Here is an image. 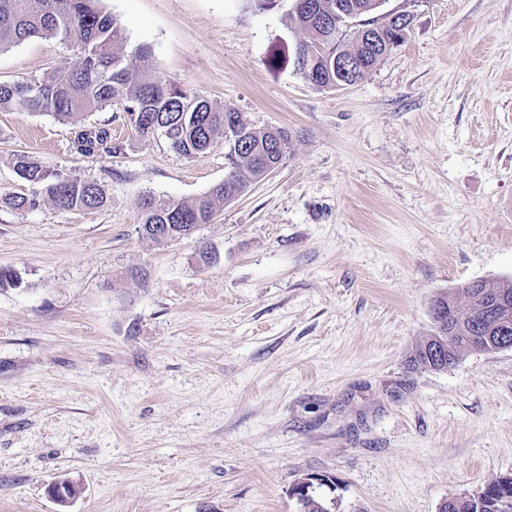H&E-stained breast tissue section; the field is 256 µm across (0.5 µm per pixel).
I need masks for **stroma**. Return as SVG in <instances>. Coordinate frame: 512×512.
<instances>
[{"mask_svg":"<svg viewBox=\"0 0 512 512\" xmlns=\"http://www.w3.org/2000/svg\"><path fill=\"white\" fill-rule=\"evenodd\" d=\"M98 6L156 80L291 143L159 246L140 198L205 195L223 142L188 159L115 106L82 122L119 152L86 156L72 124L0 109V195L30 193L25 152L109 198L0 210V267L22 278L0 290V512H297L309 475L333 480L337 512H439L512 474V350L410 364L439 293L512 279V0H382L371 19L408 15V36L347 88L289 61L294 0ZM73 57L28 39L0 52V82ZM62 478L80 489L64 510Z\"/></svg>","mask_w":512,"mask_h":512,"instance_id":"1","label":"stroma"}]
</instances>
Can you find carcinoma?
Instances as JSON below:
<instances>
[{
	"label": "carcinoma",
	"instance_id": "cac0c4a2",
	"mask_svg": "<svg viewBox=\"0 0 512 512\" xmlns=\"http://www.w3.org/2000/svg\"><path fill=\"white\" fill-rule=\"evenodd\" d=\"M97 0H0V50L19 45L32 37L52 38L69 43L79 34V63L65 61L42 79L21 83H0V108L20 107L47 113L62 122L78 126L74 144L78 152L91 155L102 149L118 152L105 129L78 125L79 118L107 107L121 106L140 138L159 134V127H171L165 136L170 147L187 158L197 157L218 139L231 133L227 143L226 174L230 180L215 184L203 197L189 203L172 199L143 197L139 203L141 234L154 242L156 224L176 231L207 224L215 204L228 202L245 193L266 174L278 168L289 149L287 131L257 130L229 107L217 108L198 95L158 82L148 65V52L138 47L126 52L124 27L101 12ZM381 0H295L293 21L308 34L293 48V63L303 75L312 61L333 60L336 51L350 58L353 68L349 82L362 81L394 47L404 42L407 27L399 21L362 23V30L342 26L343 14L363 16L379 7ZM18 176L32 187V194L0 196V207L28 211L42 200L64 211L94 210L106 205L107 195L96 181L63 170L43 167L32 156L19 153L12 159ZM464 298L448 293V318L454 335L437 332L416 349L412 365L445 370L467 351L491 353L512 342V326H496L498 297H512V280L485 281L463 289ZM440 512H512V475L500 476L474 493L454 496L443 502Z\"/></svg>",
	"mask_w": 512,
	"mask_h": 512
}]
</instances>
